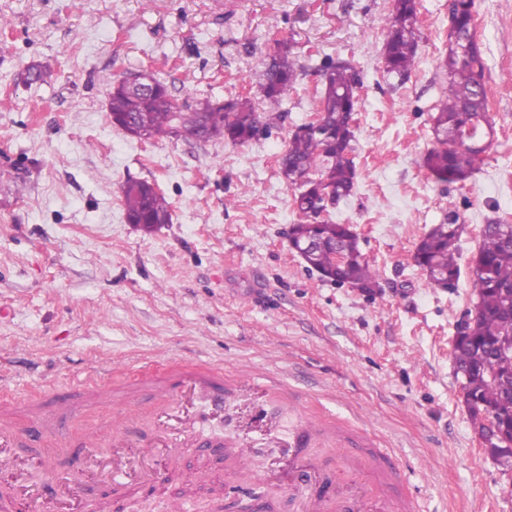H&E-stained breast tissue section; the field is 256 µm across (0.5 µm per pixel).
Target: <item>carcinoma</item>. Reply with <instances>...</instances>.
I'll return each instance as SVG.
<instances>
[{"mask_svg":"<svg viewBox=\"0 0 512 512\" xmlns=\"http://www.w3.org/2000/svg\"><path fill=\"white\" fill-rule=\"evenodd\" d=\"M452 30L458 39L467 37L475 25L474 0H450ZM386 36L382 46L383 70L404 79L419 59L418 2L392 0L389 15L382 18ZM276 51L254 67L259 91L266 108L258 110L251 96L238 94L227 100L197 98L184 106L168 87L155 80L144 89H132L125 78L108 73L101 80L111 86L108 100L112 125L127 135L182 138L186 142L224 139L235 145L254 140L258 123L265 132L278 127L288 100L303 72L286 42L277 41ZM445 85L433 117V147L423 158V167L439 183L466 182L480 161L476 152L461 140L468 129L482 135L480 119H489L483 53L478 43L468 52L448 47L441 62ZM321 76L311 111L320 130L292 132L278 160L280 172L294 189V205L302 220L293 225L290 242L298 244L313 235L320 247L306 256L305 263L322 277L364 292L379 287L380 271L367 261L350 226L331 220L312 219L309 210L322 194L338 202L351 195L357 183L354 152V115L358 111L359 80L352 65L330 57L317 67ZM48 62L33 63L17 73L25 84L45 81L51 75ZM120 201L130 224H141L151 232L172 219L171 203L152 182L128 180L120 185ZM460 225L453 210L447 221L435 224L422 236L414 252L417 266L429 279L448 277L457 283L460 268L456 260ZM475 287L480 289L479 311L465 323L462 339L452 347L456 374L462 391L473 398L470 420L476 429L486 428L484 412L492 411L500 432L512 441V356L496 358L497 373L490 377L484 359L496 352L498 344L512 341V224H485L472 259Z\"/></svg>","mask_w":512,"mask_h":512,"instance_id":"obj_1","label":"carcinoma"}]
</instances>
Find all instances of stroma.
<instances>
[{"mask_svg":"<svg viewBox=\"0 0 512 512\" xmlns=\"http://www.w3.org/2000/svg\"><path fill=\"white\" fill-rule=\"evenodd\" d=\"M391 0H0V407L20 431L31 392L66 396L100 378L112 399L84 424L149 438L123 386L153 369L224 373V410L200 419V451L162 452L168 481L142 512H168L196 467L221 486L195 497L215 512L230 497L265 492L269 512H297L289 461L300 428L327 474L346 448L386 457L413 512H512V472L486 456L463 405L452 360L458 322L475 300L471 259L486 224H512V0H475L494 138L462 185L431 178V116L448 50V0H419L420 58L387 76L379 21ZM290 40L304 71L271 135L141 141L113 127L101 71L147 70L183 103L251 93L253 67ZM349 61L362 86L354 193L330 209L379 269L368 296L321 278L292 253L300 222L278 159L308 122L323 57ZM56 59L45 82L27 65ZM129 179L156 182L172 221L128 223ZM456 213L463 226L456 288L433 287L413 262L427 230ZM242 448L246 481L224 468ZM277 488L264 489L270 466Z\"/></svg>","mask_w":512,"mask_h":512,"instance_id":"obj_1","label":"stroma"}]
</instances>
